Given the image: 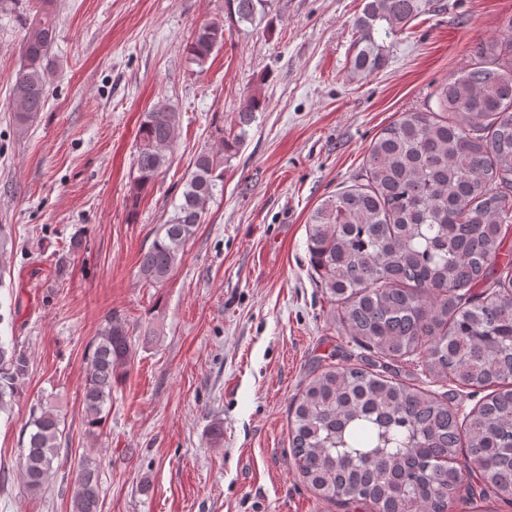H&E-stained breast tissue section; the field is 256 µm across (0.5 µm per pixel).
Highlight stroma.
I'll use <instances>...</instances> for the list:
<instances>
[{
	"mask_svg": "<svg viewBox=\"0 0 512 512\" xmlns=\"http://www.w3.org/2000/svg\"><path fill=\"white\" fill-rule=\"evenodd\" d=\"M31 6L0 0V225L11 232L0 341L30 359L21 399L0 416V512H71L68 481L87 455L100 462L101 512H355L319 497L290 453L288 408L308 379L371 359L310 270L309 216L354 183L381 129L501 35L512 0H433L369 75L350 66L362 0H271L261 24L229 20L225 0H55L47 102L24 131L11 90ZM210 21L224 45L201 68L187 47ZM252 94L265 107L224 165L223 193L169 279L145 284L139 255L194 156ZM160 101L179 114L175 144L138 196V125ZM113 310L134 353L91 429L87 349ZM47 400L61 453L31 495L22 429Z\"/></svg>",
	"mask_w": 512,
	"mask_h": 512,
	"instance_id": "obj_1",
	"label": "stroma"
}]
</instances>
